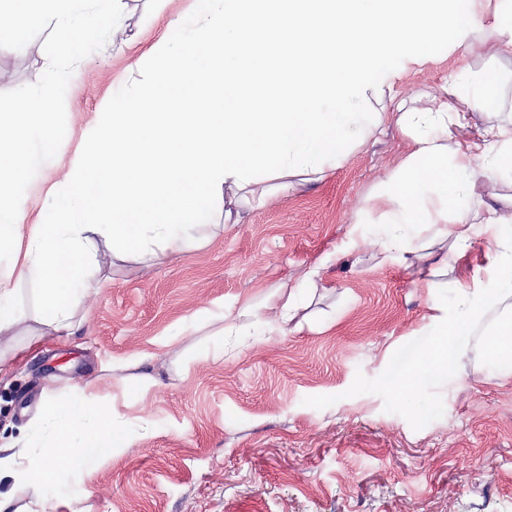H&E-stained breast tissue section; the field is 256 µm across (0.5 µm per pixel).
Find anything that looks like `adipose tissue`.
I'll return each instance as SVG.
<instances>
[{
  "label": "adipose tissue",
  "mask_w": 512,
  "mask_h": 512,
  "mask_svg": "<svg viewBox=\"0 0 512 512\" xmlns=\"http://www.w3.org/2000/svg\"><path fill=\"white\" fill-rule=\"evenodd\" d=\"M126 0H0V19L24 35L44 19L64 29L79 57L99 26H121ZM512 58V10L485 0H206L180 48L159 44L150 74L113 103L82 163L54 188V218L29 224L21 208L31 135L49 136L50 92L21 95L0 117L8 147L0 149V243L25 240L0 270V375L9 360L46 336L80 327L85 300L104 288L89 275L98 244L113 257L139 259L183 252L201 238V222L228 187L266 204L273 193L323 177L366 143L387 115L371 99L394 96L402 75L432 61L436 46ZM438 105L399 101L395 123L407 150L356 222L370 227L384 261L403 264L421 248V233L452 242L466 257L476 238L490 241L479 275L456 280L460 311L442 318L437 341L392 386L416 392L423 374L452 370L467 357V338L491 311L505 316L484 340L485 352L512 366V195L482 201L485 184L512 181V122L492 123L478 139H454L467 115L498 107L497 80L474 72L467 83L449 74ZM35 280L40 311L24 344H16L22 315L10 303L18 283ZM300 287L280 286L271 313L244 304L239 319L281 330L295 317ZM97 380L78 394L47 391L46 431L39 451L0 448V477L12 480L16 512H47L41 489L80 459L85 479L130 447L125 422L99 394Z\"/></svg>",
  "instance_id": "adipose-tissue-1"
}]
</instances>
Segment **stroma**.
Masks as SVG:
<instances>
[{"label":"stroma","instance_id":"stroma-1","mask_svg":"<svg viewBox=\"0 0 512 512\" xmlns=\"http://www.w3.org/2000/svg\"><path fill=\"white\" fill-rule=\"evenodd\" d=\"M200 0H128L123 27L70 63L46 20L24 45L0 34V113L54 83L55 138L33 145L22 206L28 223L51 221L52 184L83 157L115 99L134 90L140 64L161 41L180 44L174 19ZM500 77L499 119L512 118V59L435 50L396 89L441 96L449 72ZM406 152L396 126L354 150L317 182L258 208L225 191L236 222L208 227L204 243L146 263L102 258L108 284L85 304L72 337H50L26 365L0 378V445L41 447L31 420L44 392L70 394L97 378L132 437L83 485L72 465L49 487V512H512V371L484 354L481 334L451 377L429 376L400 400L390 378L437 331L432 302L451 308V278L467 277L488 248L474 242L446 272L450 241L424 240L408 264L352 247L354 220ZM324 263L321 281L306 271ZM440 288L429 297L424 282ZM303 284L301 330L258 324L226 336L225 318L280 284ZM206 317L183 336L188 320ZM139 359L140 391L114 364Z\"/></svg>","mask_w":512,"mask_h":512}]
</instances>
